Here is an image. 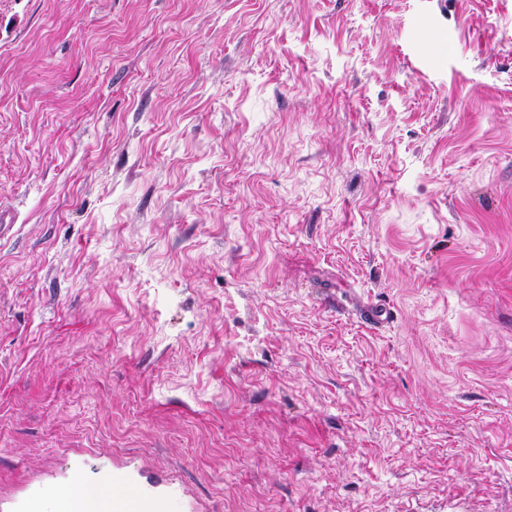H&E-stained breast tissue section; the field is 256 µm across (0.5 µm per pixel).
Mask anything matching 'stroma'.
I'll return each mask as SVG.
<instances>
[{
	"label": "stroma",
	"mask_w": 512,
	"mask_h": 512,
	"mask_svg": "<svg viewBox=\"0 0 512 512\" xmlns=\"http://www.w3.org/2000/svg\"><path fill=\"white\" fill-rule=\"evenodd\" d=\"M0 220V512H512V0H0ZM119 501L123 512H141L143 502L139 494L132 487L126 486L119 480L112 483V487L101 486L95 490V496L85 508L86 512H109V503Z\"/></svg>",
	"instance_id": "35a3bbf8"
}]
</instances>
